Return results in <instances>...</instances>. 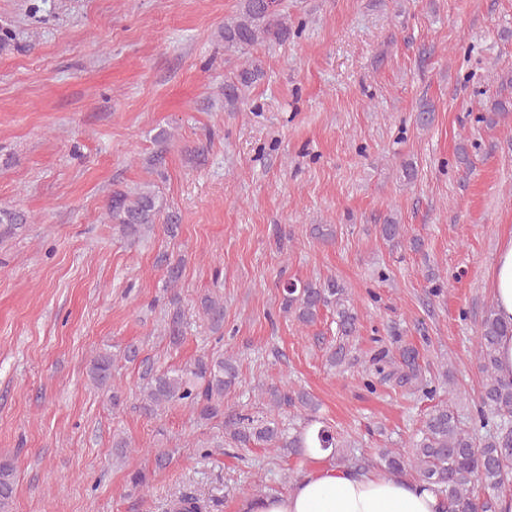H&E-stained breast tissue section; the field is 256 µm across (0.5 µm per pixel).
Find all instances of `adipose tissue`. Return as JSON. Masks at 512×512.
<instances>
[{
  "label": "adipose tissue",
  "instance_id": "1",
  "mask_svg": "<svg viewBox=\"0 0 512 512\" xmlns=\"http://www.w3.org/2000/svg\"><path fill=\"white\" fill-rule=\"evenodd\" d=\"M490 292L503 321L512 325V234L503 240L490 276ZM425 484L376 471L322 467L304 473L292 490L257 500L253 512H445Z\"/></svg>",
  "mask_w": 512,
  "mask_h": 512
}]
</instances>
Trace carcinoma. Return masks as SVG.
I'll use <instances>...</instances> for the list:
<instances>
[{
  "mask_svg": "<svg viewBox=\"0 0 512 512\" xmlns=\"http://www.w3.org/2000/svg\"><path fill=\"white\" fill-rule=\"evenodd\" d=\"M241 9L224 24V48L246 52L263 42H283L290 35L281 0H240ZM264 76L262 65L251 61L234 76L224 79V101L233 106L246 90ZM161 212L157 195L151 190L116 192L110 213L122 234L138 240L154 232ZM381 237L394 245L402 243L404 226L393 219L379 228ZM198 309L211 332L216 334L212 348L197 355L184 367L159 369L141 348L126 347L123 359L139 364L140 409L153 416L169 405L188 407L196 419L224 423V443L233 449L260 448L279 457L303 459L307 456L306 433L290 429L282 414L293 410L304 416L317 411L314 397L301 388L270 385L260 389L262 410H239L224 403V397L238 384L239 365L233 354H224V303L206 294ZM282 312L298 323L310 326L322 313L330 314L336 325V338L327 350L329 367L346 365L349 340L358 331V313L347 289L333 278L316 281L286 282L282 288ZM165 338L171 348L184 341V311L178 295H173L165 312ZM504 326L495 308L486 311L474 346L482 387L477 402V418L466 426L455 411L452 400L435 405L425 415L410 449L380 448L375 457L353 454L352 444L340 440L328 425L320 426V448L332 449L330 457L354 470L379 468L389 476L410 475L435 487L447 504V512H507L503 504L512 502V378L501 376L497 346ZM113 355L104 352L91 361L89 377L97 388H112V407L120 408L123 392L112 385ZM382 380L400 388L432 396L437 388L423 378L418 352L409 345L390 350L381 347L372 358ZM148 473L137 469L128 474L129 493L142 491ZM15 467L11 460H0V512H10L15 496ZM209 505L197 495L183 492L170 500L167 512H208Z\"/></svg>",
  "mask_w": 512,
  "mask_h": 512,
  "instance_id": "1",
  "label": "carcinoma"
}]
</instances>
